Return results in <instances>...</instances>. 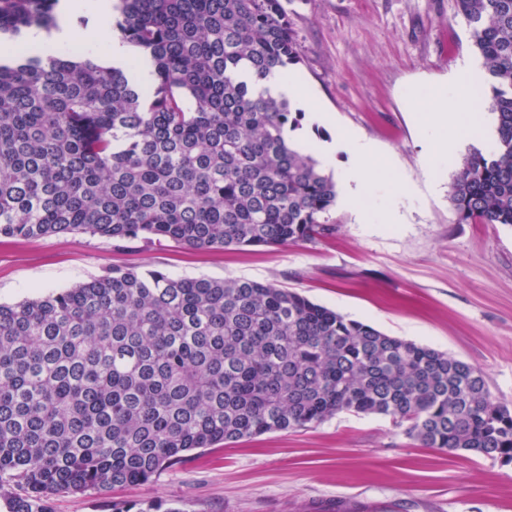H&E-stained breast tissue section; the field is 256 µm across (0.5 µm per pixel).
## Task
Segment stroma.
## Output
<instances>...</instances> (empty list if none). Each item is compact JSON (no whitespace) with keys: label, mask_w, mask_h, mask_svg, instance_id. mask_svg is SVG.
<instances>
[{"label":"stroma","mask_w":512,"mask_h":512,"mask_svg":"<svg viewBox=\"0 0 512 512\" xmlns=\"http://www.w3.org/2000/svg\"><path fill=\"white\" fill-rule=\"evenodd\" d=\"M303 95L295 106L328 112L333 132L358 134L411 184L392 218L365 194L367 219L336 203L332 236L284 247L192 250L88 234L0 238V304L87 282L109 268L179 277L273 281L382 332L481 369L492 395L512 404V227L463 224L450 202L462 156L493 136L488 100L460 120L456 159L438 179L422 167L420 93L475 56L455 0H290ZM364 494L392 512H512V463L422 447L383 416L341 413L300 430L275 431L203 452L153 482L55 497L53 512H113L152 500L186 512H331Z\"/></svg>","instance_id":"stroma-1"}]
</instances>
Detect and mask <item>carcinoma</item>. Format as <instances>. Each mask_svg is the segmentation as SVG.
<instances>
[{"label":"carcinoma","mask_w":512,"mask_h":512,"mask_svg":"<svg viewBox=\"0 0 512 512\" xmlns=\"http://www.w3.org/2000/svg\"><path fill=\"white\" fill-rule=\"evenodd\" d=\"M456 4L497 139L463 157L450 201L463 223L512 226V0ZM56 5L0 0V35L51 29ZM115 11L112 34L153 62L146 87L97 54L49 45L0 64V237L207 250L333 234L336 182L287 144L304 112L236 79L300 62L288 0H118ZM340 412L512 463V405L481 369L274 282L112 268L0 305L9 512L148 483L192 451Z\"/></svg>","instance_id":"1"}]
</instances>
